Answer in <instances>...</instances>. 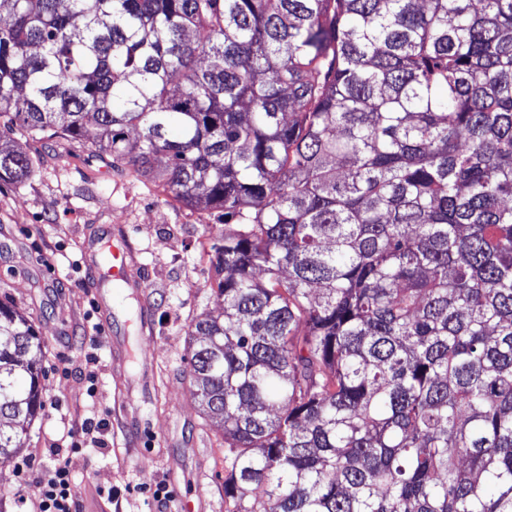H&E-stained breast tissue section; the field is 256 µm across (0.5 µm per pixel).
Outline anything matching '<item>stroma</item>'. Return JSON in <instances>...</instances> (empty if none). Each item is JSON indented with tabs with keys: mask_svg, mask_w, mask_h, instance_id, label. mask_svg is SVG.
<instances>
[{
	"mask_svg": "<svg viewBox=\"0 0 512 512\" xmlns=\"http://www.w3.org/2000/svg\"><path fill=\"white\" fill-rule=\"evenodd\" d=\"M13 143L44 166L25 183L0 181V302L25 313L44 342L43 407L18 452L0 459V512H37L35 478L51 469L64 430L91 415L105 424L102 440L71 456L81 512L92 505L91 488L103 485L112 488L109 512H177L184 496L194 512H227L224 431L203 413L187 335L196 319L224 311L209 250L223 215L70 158L64 144L20 135ZM92 230L124 239L146 284L144 293L126 288L113 298L108 331L98 326L79 247ZM142 307L146 330L136 322ZM119 338L134 353L125 376L143 386L129 401L118 399L112 375ZM142 350L153 357L147 371L136 357ZM128 416L144 420L147 434H129ZM161 484L170 494L163 504L152 497Z\"/></svg>",
	"mask_w": 512,
	"mask_h": 512,
	"instance_id": "stroma-1",
	"label": "stroma"
}]
</instances>
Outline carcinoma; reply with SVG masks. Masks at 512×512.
Returning a JSON list of instances; mask_svg holds the SVG:
<instances>
[{"instance_id": "cac0c4a2", "label": "carcinoma", "mask_w": 512, "mask_h": 512, "mask_svg": "<svg viewBox=\"0 0 512 512\" xmlns=\"http://www.w3.org/2000/svg\"><path fill=\"white\" fill-rule=\"evenodd\" d=\"M2 10L0 139L224 212L188 335L228 512H512V0ZM42 347L0 303V420L41 410Z\"/></svg>"}]
</instances>
